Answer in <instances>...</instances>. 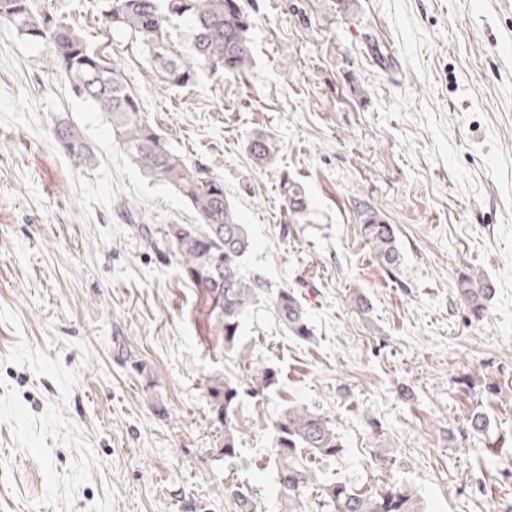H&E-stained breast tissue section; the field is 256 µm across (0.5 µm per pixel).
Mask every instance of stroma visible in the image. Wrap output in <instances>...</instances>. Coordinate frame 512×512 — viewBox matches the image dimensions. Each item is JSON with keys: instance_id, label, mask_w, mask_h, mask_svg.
<instances>
[{"instance_id": "obj_1", "label": "stroma", "mask_w": 512, "mask_h": 512, "mask_svg": "<svg viewBox=\"0 0 512 512\" xmlns=\"http://www.w3.org/2000/svg\"><path fill=\"white\" fill-rule=\"evenodd\" d=\"M240 2L248 72L185 88L108 36L91 0L34 8L118 63L170 148L223 179L253 240L245 274L294 291L313 335L291 336L265 298L225 349L162 240L193 223L189 204L52 76L50 44L0 25V512H238L234 485L280 512L269 428L290 406L342 442L317 482L390 476L423 512H512V457L488 456L466 422L483 406L512 446V0ZM64 119L92 163L54 142ZM258 133L278 145L262 169L247 151ZM286 178L306 191L302 216ZM369 208L394 226L395 271L361 235ZM464 274L494 288L483 319L459 297ZM252 364L280 384L244 396L227 464L205 382L246 385ZM282 191L286 207L292 215L301 214L306 210L307 198L298 183L284 180Z\"/></svg>"}]
</instances>
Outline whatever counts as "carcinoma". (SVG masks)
Returning <instances> with one entry per match:
<instances>
[{
  "instance_id": "obj_1",
  "label": "carcinoma",
  "mask_w": 512,
  "mask_h": 512,
  "mask_svg": "<svg viewBox=\"0 0 512 512\" xmlns=\"http://www.w3.org/2000/svg\"><path fill=\"white\" fill-rule=\"evenodd\" d=\"M102 22L108 31L126 34L139 43L148 62L164 82L174 87L196 83L199 74H243L252 61V20L239 0H104ZM7 24L32 42L53 47L48 66L78 98L91 102L108 115L112 133L130 160L150 179L176 190L195 213L194 224H168L165 240L178 256L183 274L202 288L211 302L212 328L227 350L240 336L243 317L261 300L266 285L243 273V260L252 239L238 214L224 197V180L212 172L186 164L173 153L167 140L142 113L137 94L123 78L118 65L91 48L81 31L53 16L33 9V0H0V24ZM52 136L76 164L93 159L91 145L70 122L55 124ZM258 165L270 162L274 141L262 134L248 142ZM288 211L306 210L307 198L296 182H283ZM362 230L380 265L398 269L401 253L393 225L372 209L364 212ZM457 291L471 315H485L489 283L471 277L460 279ZM272 309L288 332L308 340L311 332L305 310L293 292L284 288L271 298ZM278 384L273 367L254 368L250 394H265ZM243 389L214 374L207 379L206 396L211 418L219 429L216 448L224 461L237 455L238 408ZM470 430L487 437L491 419L475 407L467 416ZM271 449L282 512H309L306 501L315 493V512H420L419 503L399 480L383 483L365 493L340 482L314 485L308 456L338 460L343 447L330 419L302 408H290L275 421Z\"/></svg>"
}]
</instances>
